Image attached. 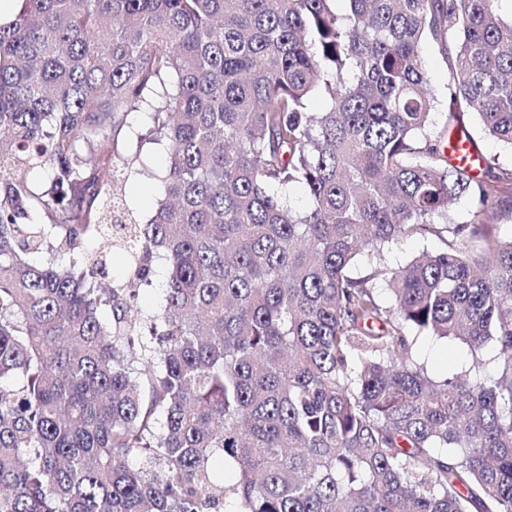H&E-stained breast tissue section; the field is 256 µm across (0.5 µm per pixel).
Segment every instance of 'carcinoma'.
<instances>
[{"instance_id":"cac0c4a2","label":"carcinoma","mask_w":512,"mask_h":512,"mask_svg":"<svg viewBox=\"0 0 512 512\" xmlns=\"http://www.w3.org/2000/svg\"><path fill=\"white\" fill-rule=\"evenodd\" d=\"M17 2L0 23V512H512V239L448 223L469 193L488 225L512 170L449 163L424 69L426 45L450 54L449 116L512 148L500 0ZM142 109L170 154L145 222L112 189ZM292 183L308 209L275 192ZM428 235L446 248L385 265ZM421 335L466 345L468 368L430 373Z\"/></svg>"}]
</instances>
